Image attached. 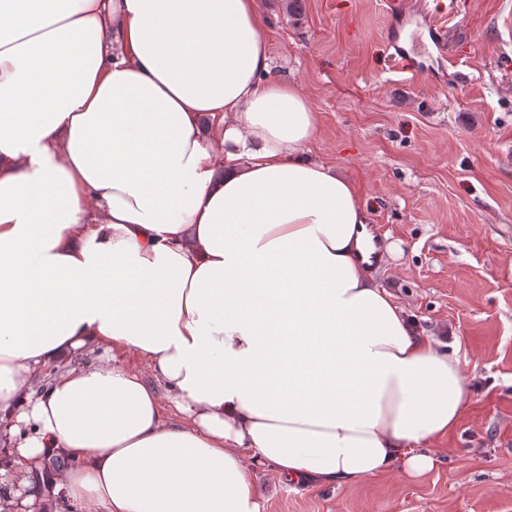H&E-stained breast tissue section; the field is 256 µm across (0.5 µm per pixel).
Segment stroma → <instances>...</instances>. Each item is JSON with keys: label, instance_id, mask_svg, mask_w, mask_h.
Segmentation results:
<instances>
[{"label": "stroma", "instance_id": "obj_1", "mask_svg": "<svg viewBox=\"0 0 512 512\" xmlns=\"http://www.w3.org/2000/svg\"><path fill=\"white\" fill-rule=\"evenodd\" d=\"M394 0H260L273 73L320 118L310 156L353 179L380 285L457 344L474 402L415 482L258 474L262 512H512V0H455L441 34Z\"/></svg>", "mask_w": 512, "mask_h": 512}]
</instances>
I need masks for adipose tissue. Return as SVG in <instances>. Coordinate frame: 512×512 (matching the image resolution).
Wrapping results in <instances>:
<instances>
[{
    "label": "adipose tissue",
    "instance_id": "obj_1",
    "mask_svg": "<svg viewBox=\"0 0 512 512\" xmlns=\"http://www.w3.org/2000/svg\"><path fill=\"white\" fill-rule=\"evenodd\" d=\"M272 67L258 0H0V512L432 470L473 389L375 281L359 189Z\"/></svg>",
    "mask_w": 512,
    "mask_h": 512
}]
</instances>
